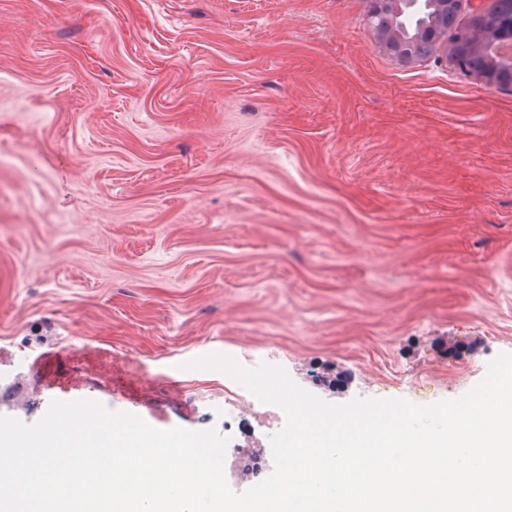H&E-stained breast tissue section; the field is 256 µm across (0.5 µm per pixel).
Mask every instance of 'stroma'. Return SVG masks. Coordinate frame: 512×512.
<instances>
[{
  "label": "stroma",
  "mask_w": 512,
  "mask_h": 512,
  "mask_svg": "<svg viewBox=\"0 0 512 512\" xmlns=\"http://www.w3.org/2000/svg\"><path fill=\"white\" fill-rule=\"evenodd\" d=\"M368 9L0 0V415L217 428L210 353L429 405L512 352V93Z\"/></svg>",
  "instance_id": "1"
}]
</instances>
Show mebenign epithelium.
<instances>
[{
  "instance_id": "7a95c632",
  "label": "benign epithelium",
  "mask_w": 512,
  "mask_h": 512,
  "mask_svg": "<svg viewBox=\"0 0 512 512\" xmlns=\"http://www.w3.org/2000/svg\"><path fill=\"white\" fill-rule=\"evenodd\" d=\"M487 0H469L472 19L480 23L495 21L497 35L489 42L467 47V53L481 64L470 73L485 86L512 93V13L503 14ZM463 0H374L377 8L369 12L373 29L382 30L388 53L403 65L420 58L421 46L439 48L455 24Z\"/></svg>"
}]
</instances>
